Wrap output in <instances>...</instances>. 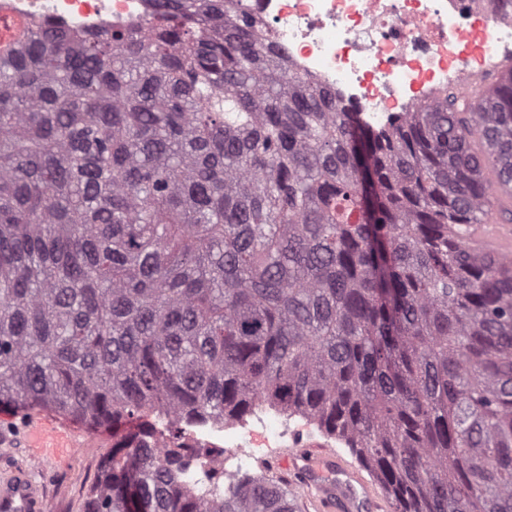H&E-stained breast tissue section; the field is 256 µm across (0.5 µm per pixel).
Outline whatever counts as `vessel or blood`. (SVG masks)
<instances>
[{"mask_svg": "<svg viewBox=\"0 0 512 512\" xmlns=\"http://www.w3.org/2000/svg\"><path fill=\"white\" fill-rule=\"evenodd\" d=\"M467 240L479 251L498 256L512 254V225L499 223L488 216L484 223L471 225ZM20 440L30 451L31 458H40L50 450L80 447L78 433L71 422L37 417L26 412L18 427ZM273 464L289 473L292 484L310 491L322 512H339L343 507H362L371 512V499H360L355 482L357 473L349 471L332 450L313 452L309 445L293 449L292 453L274 456ZM45 504L37 498L27 474H16L0 484V512H44Z\"/></svg>", "mask_w": 512, "mask_h": 512, "instance_id": "vessel-or-blood-1", "label": "vessel or blood"}]
</instances>
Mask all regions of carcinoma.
I'll return each instance as SVG.
<instances>
[{
	"instance_id": "1",
	"label": "carcinoma",
	"mask_w": 512,
	"mask_h": 512,
	"mask_svg": "<svg viewBox=\"0 0 512 512\" xmlns=\"http://www.w3.org/2000/svg\"><path fill=\"white\" fill-rule=\"evenodd\" d=\"M241 0L0 52V406L112 427L84 512H297L193 421L341 441L393 512H512V69L363 126ZM467 240L481 252H489L500 257L512 254V225L500 224L495 215L490 214L484 224H471ZM267 407V406H266ZM262 406L267 412L276 414L281 416L282 418L288 420L287 422L281 421L275 417H258L257 421L248 426L246 424H224L217 423L213 421H205L190 424L194 429H190L189 432L191 434H203L208 438L205 440L209 445L213 446V448H221L225 449L223 446L224 442L227 441L230 444L235 445L236 448H246V446L254 445L257 441V437L259 435H263L264 441L268 442L269 438L273 439H282L288 436V448H292L296 445V443L302 438V443H305L311 438L317 439L320 442L328 445L329 448L335 449L341 453L343 459L351 465L354 469L358 470L360 474L368 481L370 484L373 493L376 499L383 505V509L377 512H393L392 508L386 498V495L380 485L373 480V478L363 470L356 459L348 448H345V445L335 439L334 437L323 436L316 428L315 425L309 423L302 417L288 416L286 413L275 412V410H270L268 407L266 408ZM301 429V431L296 435L294 444L292 445L291 440L289 439V432ZM261 430V432L258 431ZM188 432V427H186L185 434L186 437H189L191 440L198 442L199 444L204 445L203 442L198 441L194 437H192ZM224 447V448H223Z\"/></svg>"
}]
</instances>
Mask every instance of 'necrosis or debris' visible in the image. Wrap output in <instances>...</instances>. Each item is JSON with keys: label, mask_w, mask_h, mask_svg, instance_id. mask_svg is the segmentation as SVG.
<instances>
[{"label": "necrosis or debris", "mask_w": 512, "mask_h": 512, "mask_svg": "<svg viewBox=\"0 0 512 512\" xmlns=\"http://www.w3.org/2000/svg\"><path fill=\"white\" fill-rule=\"evenodd\" d=\"M467 0H241L242 10L303 77L336 91L360 120L377 127L409 112L449 78L464 81L460 59L481 68L512 56V23ZM149 0H0V16L94 31L140 22ZM209 445L243 448L257 438L281 439L287 422L254 425L198 422Z\"/></svg>", "instance_id": "obj_1"}]
</instances>
